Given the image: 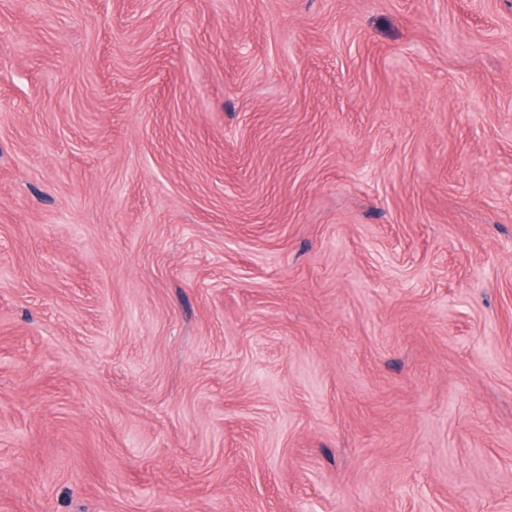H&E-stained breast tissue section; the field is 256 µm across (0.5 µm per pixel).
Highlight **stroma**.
Here are the masks:
<instances>
[{
    "label": "stroma",
    "mask_w": 512,
    "mask_h": 512,
    "mask_svg": "<svg viewBox=\"0 0 512 512\" xmlns=\"http://www.w3.org/2000/svg\"><path fill=\"white\" fill-rule=\"evenodd\" d=\"M0 512H512V0H0Z\"/></svg>",
    "instance_id": "1"
}]
</instances>
